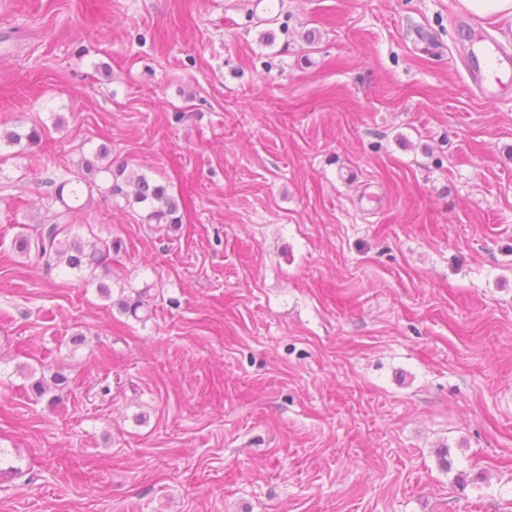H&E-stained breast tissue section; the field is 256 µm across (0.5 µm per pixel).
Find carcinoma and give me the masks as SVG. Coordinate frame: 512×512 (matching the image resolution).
Masks as SVG:
<instances>
[{
	"label": "carcinoma",
	"mask_w": 512,
	"mask_h": 512,
	"mask_svg": "<svg viewBox=\"0 0 512 512\" xmlns=\"http://www.w3.org/2000/svg\"><path fill=\"white\" fill-rule=\"evenodd\" d=\"M42 138V129L33 126L27 131H11L3 138L8 146H27ZM109 153L104 147L93 155H81L71 178L56 185L53 201L58 202L63 210L54 219L35 224L27 231L17 234L13 242L14 250L35 266L65 267L66 269L86 273L90 281L98 277L111 275L108 260L112 253H118L122 244L118 240L94 239L87 241L73 232L72 225L61 221V217L86 207L83 198H92L94 192L107 193L113 198H121L125 204H142L146 214L142 216L148 224H158L170 230H177L182 224L180 206L177 198L164 183L151 179L143 174L134 178L124 176L125 168L112 167L108 163ZM133 185V192L127 193L122 183ZM149 289L137 292V299L119 301V309L134 318L138 311L145 307V297Z\"/></svg>",
	"instance_id": "carcinoma-1"
}]
</instances>
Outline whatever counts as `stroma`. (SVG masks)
Instances as JSON below:
<instances>
[{
	"instance_id": "1",
	"label": "stroma",
	"mask_w": 512,
	"mask_h": 512,
	"mask_svg": "<svg viewBox=\"0 0 512 512\" xmlns=\"http://www.w3.org/2000/svg\"><path fill=\"white\" fill-rule=\"evenodd\" d=\"M500 49L456 0H0V512H512ZM104 143L182 203L68 217L145 321L12 246Z\"/></svg>"
}]
</instances>
